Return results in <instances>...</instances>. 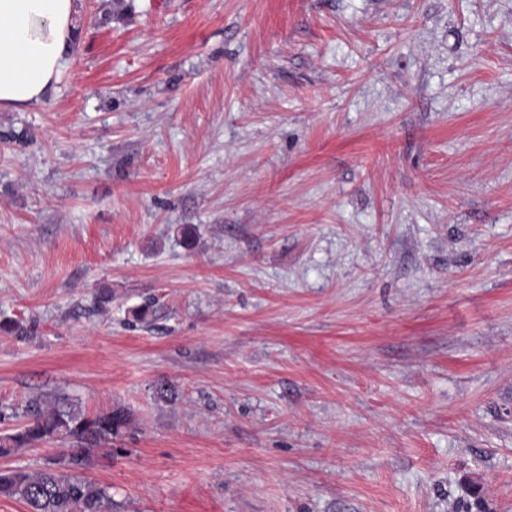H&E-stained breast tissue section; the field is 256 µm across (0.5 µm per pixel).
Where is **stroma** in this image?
I'll return each instance as SVG.
<instances>
[{"label": "stroma", "mask_w": 512, "mask_h": 512, "mask_svg": "<svg viewBox=\"0 0 512 512\" xmlns=\"http://www.w3.org/2000/svg\"><path fill=\"white\" fill-rule=\"evenodd\" d=\"M75 24L0 111V402L126 410L112 512H512V0Z\"/></svg>", "instance_id": "1"}]
</instances>
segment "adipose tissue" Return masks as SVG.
<instances>
[{
    "mask_svg": "<svg viewBox=\"0 0 512 512\" xmlns=\"http://www.w3.org/2000/svg\"><path fill=\"white\" fill-rule=\"evenodd\" d=\"M76 0H0V109L45 99L73 52Z\"/></svg>",
    "mask_w": 512,
    "mask_h": 512,
    "instance_id": "1",
    "label": "adipose tissue"
}]
</instances>
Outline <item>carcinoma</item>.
I'll use <instances>...</instances> for the list:
<instances>
[{"label":"carcinoma","mask_w":512,"mask_h":512,"mask_svg":"<svg viewBox=\"0 0 512 512\" xmlns=\"http://www.w3.org/2000/svg\"><path fill=\"white\" fill-rule=\"evenodd\" d=\"M20 425L0 435V457L47 441H72L71 448L37 470L0 469V496L22 502L27 512H112L109 490L80 475L90 461L91 448L109 445L129 424L123 411L88 416L67 399L37 395L24 408L0 405V422Z\"/></svg>","instance_id":"obj_1"}]
</instances>
